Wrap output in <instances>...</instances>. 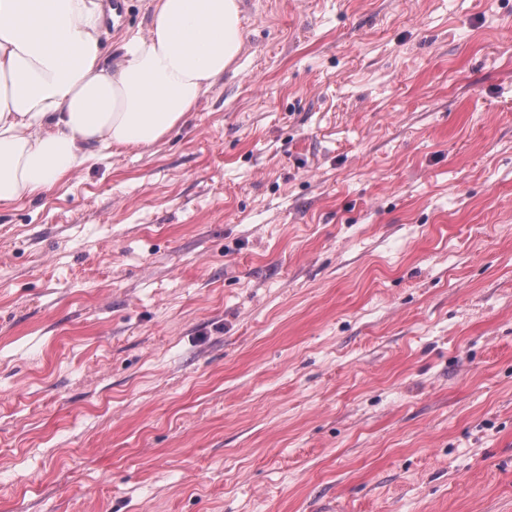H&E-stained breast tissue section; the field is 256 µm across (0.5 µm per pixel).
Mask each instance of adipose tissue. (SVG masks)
<instances>
[{"label": "adipose tissue", "mask_w": 512, "mask_h": 512, "mask_svg": "<svg viewBox=\"0 0 512 512\" xmlns=\"http://www.w3.org/2000/svg\"><path fill=\"white\" fill-rule=\"evenodd\" d=\"M104 0H0V206L183 126L243 48L241 0H155L106 59Z\"/></svg>", "instance_id": "ef3b65f1"}]
</instances>
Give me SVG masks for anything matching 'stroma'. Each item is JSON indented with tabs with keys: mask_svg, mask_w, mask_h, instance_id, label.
Here are the masks:
<instances>
[{
	"mask_svg": "<svg viewBox=\"0 0 512 512\" xmlns=\"http://www.w3.org/2000/svg\"><path fill=\"white\" fill-rule=\"evenodd\" d=\"M243 2L183 127L0 208V512H512V0Z\"/></svg>",
	"mask_w": 512,
	"mask_h": 512,
	"instance_id": "obj_1",
	"label": "stroma"
}]
</instances>
